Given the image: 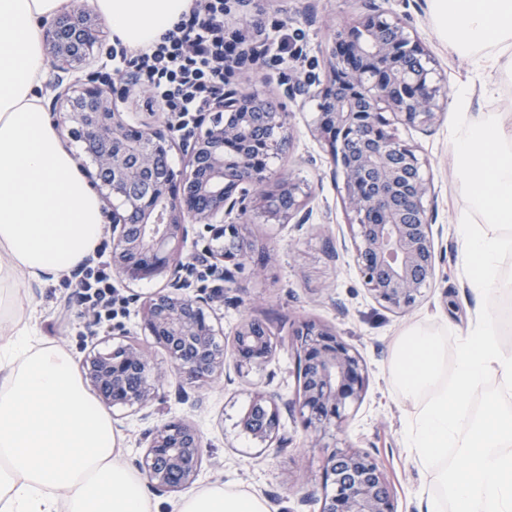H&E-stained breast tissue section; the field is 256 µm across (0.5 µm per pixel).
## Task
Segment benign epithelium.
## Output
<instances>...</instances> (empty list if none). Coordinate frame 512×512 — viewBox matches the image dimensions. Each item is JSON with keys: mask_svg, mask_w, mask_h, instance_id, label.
Masks as SVG:
<instances>
[{"mask_svg": "<svg viewBox=\"0 0 512 512\" xmlns=\"http://www.w3.org/2000/svg\"><path fill=\"white\" fill-rule=\"evenodd\" d=\"M100 22L83 4L63 13L45 29L51 67L63 74L86 60L99 46ZM331 77L319 85L288 73L285 98L318 101L314 132L340 165L344 207L357 226L355 251L365 288L386 307L405 312L415 305L435 275L432 219L425 207L431 182L415 150L390 130L389 111L407 126L429 129L437 120L441 87L433 79L431 60L397 16L370 14L343 25L331 47ZM50 110L73 125L84 144L89 172L105 196L121 198L112 210V272L130 283L169 273L172 287H186L185 266L173 259V248L187 240V226L202 224L216 237L228 236L224 250H205L210 271L224 277V256L244 266L255 252L254 241L240 231L249 211L260 209L275 221H289L305 207L307 194L281 180L288 206H276L262 189L248 159L250 131L257 130L266 155L285 152L290 144L289 113L261 93L224 90L212 111L228 120L204 126L184 140L186 165L171 167L175 146L165 128L128 125L112 106L98 79L66 85ZM240 141L241 152L224 157V142ZM237 223H224L226 218ZM211 296L158 292L145 304L144 324L171 360L173 373L154 367L138 344L102 353L91 351L83 367L99 399L107 406L142 407L175 378L202 386L224 371V358L249 371L261 360L243 350L254 336L255 321L237 330L231 350L215 341L207 313ZM291 348L296 358L298 399L293 407L305 430L321 447L329 434H340L349 410L363 399L367 372L358 351L339 332L312 319L298 323ZM253 405L278 420L280 403L257 394ZM138 466L161 492L189 488L201 469L202 436L189 423L163 424L149 431ZM324 480L334 486L323 512H396L389 482L371 454L336 449L325 457Z\"/></svg>", "mask_w": 512, "mask_h": 512, "instance_id": "7a95c632", "label": "benign epithelium"}]
</instances>
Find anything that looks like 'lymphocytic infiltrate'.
<instances>
[{"instance_id": "obj_1", "label": "lymphocytic infiltrate", "mask_w": 512, "mask_h": 512, "mask_svg": "<svg viewBox=\"0 0 512 512\" xmlns=\"http://www.w3.org/2000/svg\"><path fill=\"white\" fill-rule=\"evenodd\" d=\"M225 0H193L173 28L153 45L132 50L115 43L105 61L113 75L131 76L147 93L172 130L190 135L200 116L223 98L238 69L252 65L248 51L264 38L261 24L244 29L225 24ZM98 263L78 282L80 297L96 321L111 320L114 291L105 247Z\"/></svg>"}]
</instances>
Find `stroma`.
<instances>
[{"instance_id":"35a3bbf8","label":"stroma","mask_w":512,"mask_h":512,"mask_svg":"<svg viewBox=\"0 0 512 512\" xmlns=\"http://www.w3.org/2000/svg\"><path fill=\"white\" fill-rule=\"evenodd\" d=\"M380 10H406L412 34L439 65L445 93L440 115L430 132L396 124L398 137L413 146L430 164L432 192L426 206L432 210L437 252L436 271L422 297L407 313L381 306L364 287L356 266L355 226L343 207V178L335 171L327 143L318 138L314 124L316 102L288 103L292 141L286 153L271 158L273 181L284 177L309 192L306 223L280 224L262 213L251 212L244 232L259 245L250 264L239 269L225 263L223 276L211 273L203 259L205 248L215 250L223 239L212 238L201 225L188 229L190 257L186 264L189 293L204 291L213 298L211 320L217 340L231 346L243 319L266 323L283 344L260 366L238 372L226 364L223 376L207 387L191 392L188 401L169 395L155 400L152 416L142 417L132 408L111 407L115 427L122 436L128 464L141 459V436L155 426L188 421L203 437V466L196 487L223 483L257 492L271 503L274 512H321L328 489L323 481L327 449L310 445V436L294 409L281 408L278 435L287 440L276 448L255 440L243 430L242 418L255 393L294 400L298 390L291 332L299 320L316 319L334 327L362 356L367 385L362 401L351 410L339 447L370 452L385 468L397 512H422L423 491L437 482L435 470L416 463L404 432L405 405L391 384V356L396 338L423 326L443 332L456 341L465 330L477 298L468 284L458 253L457 218L469 211L468 197L457 181L448 154V133L454 121L452 93L457 84L476 78L471 62L449 56L439 38L432 0H245L237 7L240 18L261 15L267 34H287V64L270 57L266 66L236 74L232 85L239 89L264 87L272 100L283 98V70L316 77L330 76L329 50L337 27L344 22ZM70 286L56 284L31 292V325L37 340L65 348L75 364H82L90 349H114L138 342L157 368L166 370L170 359L144 328L141 303L145 296L167 288V275L128 283L113 280L119 301L117 314L104 325L93 324L74 286L78 274H70Z\"/></svg>"}]
</instances>
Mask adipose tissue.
<instances>
[{
  "label": "adipose tissue",
  "instance_id": "ef3b65f1",
  "mask_svg": "<svg viewBox=\"0 0 512 512\" xmlns=\"http://www.w3.org/2000/svg\"><path fill=\"white\" fill-rule=\"evenodd\" d=\"M450 54L470 59L479 84L453 93L448 151L470 208L458 221L460 261L476 295H512L498 271L512 248V114L473 112L475 92L493 93L512 71V0H432ZM69 0H0V512H156L141 473L128 465L112 416L86 389L69 352L32 338L22 295L71 273L97 249L102 204L60 143L46 112L42 30ZM114 37L132 49L158 40L191 0H92ZM496 306L482 301L473 327L449 344L416 327L391 361L396 393L413 406L406 437L421 466L461 476L425 497V512H512V409L465 407L488 375L512 396V352L495 339ZM176 512H271L254 492L211 483Z\"/></svg>",
  "mask_w": 512,
  "mask_h": 512
}]
</instances>
